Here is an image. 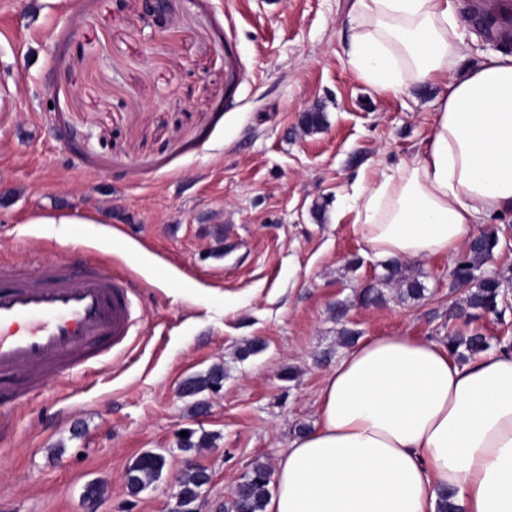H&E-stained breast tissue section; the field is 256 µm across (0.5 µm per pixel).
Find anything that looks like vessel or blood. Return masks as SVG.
<instances>
[{"label": "vessel or blood", "instance_id": "1", "mask_svg": "<svg viewBox=\"0 0 512 512\" xmlns=\"http://www.w3.org/2000/svg\"><path fill=\"white\" fill-rule=\"evenodd\" d=\"M134 311L131 283L98 255L77 271L0 263V413H12L63 371L100 363L125 345Z\"/></svg>", "mask_w": 512, "mask_h": 512}]
</instances>
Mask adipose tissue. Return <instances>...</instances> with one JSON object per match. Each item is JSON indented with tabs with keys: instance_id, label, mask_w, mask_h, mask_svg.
Wrapping results in <instances>:
<instances>
[{
	"instance_id": "obj_1",
	"label": "adipose tissue",
	"mask_w": 512,
	"mask_h": 512,
	"mask_svg": "<svg viewBox=\"0 0 512 512\" xmlns=\"http://www.w3.org/2000/svg\"><path fill=\"white\" fill-rule=\"evenodd\" d=\"M456 0H351L346 54L376 90L442 84L426 148L353 187L377 258L452 254L512 214V53L462 68ZM265 512H512V350L461 365L404 334L351 348L326 377L316 428L290 444Z\"/></svg>"
}]
</instances>
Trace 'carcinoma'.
<instances>
[{
	"label": "carcinoma",
	"mask_w": 512,
	"mask_h": 512,
	"mask_svg": "<svg viewBox=\"0 0 512 512\" xmlns=\"http://www.w3.org/2000/svg\"><path fill=\"white\" fill-rule=\"evenodd\" d=\"M499 242L497 230L491 228L484 232L467 247L465 257L456 269L460 280L471 284L466 297V308L481 310L485 313L499 315V302L503 294L502 281L497 277L475 276L478 270L493 254ZM398 284L403 296L417 299L422 296L424 287L415 278L399 276ZM448 351L455 355L463 348L472 355L490 349L486 337L480 333L470 336H448ZM224 369L212 367L207 373L191 377L184 381L182 391L187 395H197L205 391H214L222 386ZM166 464L165 457L152 453L141 455L128 467L127 488L136 496L146 490L161 475ZM179 485L189 496L196 495L205 485L204 472L193 466L186 467L180 476ZM269 475L267 468L259 464L252 473L238 486L232 502L233 512H263L269 496Z\"/></svg>",
	"instance_id": "1"
}]
</instances>
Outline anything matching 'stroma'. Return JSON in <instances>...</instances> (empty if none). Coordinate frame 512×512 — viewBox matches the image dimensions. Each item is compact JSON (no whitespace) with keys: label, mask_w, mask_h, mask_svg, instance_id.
<instances>
[{"label":"stroma","mask_w":512,"mask_h":512,"mask_svg":"<svg viewBox=\"0 0 512 512\" xmlns=\"http://www.w3.org/2000/svg\"><path fill=\"white\" fill-rule=\"evenodd\" d=\"M462 0L464 65L501 50ZM349 0H0V262L79 268L100 255L138 292L141 319L112 364L51 379L0 441V512H171L193 460L199 512H226L256 464L275 469L319 417L325 377L355 341L512 337V230L480 275L499 315L458 318L457 255L403 263L401 298L354 226L359 173L426 145L441 85L375 91L351 67ZM323 115L305 131V113ZM51 213L77 224H45ZM372 288L381 295L364 303ZM261 350L246 353L248 342ZM353 340V341H354ZM224 368L215 393L182 383ZM210 404L194 412L196 400ZM208 436L183 451L180 433ZM164 455L138 496L127 468ZM103 481L96 504L83 493Z\"/></svg>","instance_id":"obj_1"}]
</instances>
